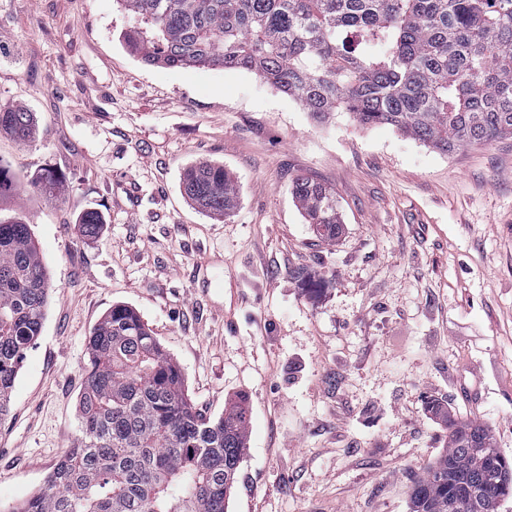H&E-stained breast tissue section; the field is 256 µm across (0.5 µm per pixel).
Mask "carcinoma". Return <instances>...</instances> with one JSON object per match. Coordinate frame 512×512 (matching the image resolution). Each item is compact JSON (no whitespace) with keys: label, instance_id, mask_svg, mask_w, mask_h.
Returning a JSON list of instances; mask_svg holds the SVG:
<instances>
[{"label":"carcinoma","instance_id":"1","mask_svg":"<svg viewBox=\"0 0 512 512\" xmlns=\"http://www.w3.org/2000/svg\"><path fill=\"white\" fill-rule=\"evenodd\" d=\"M135 19L121 34L149 65L221 66L255 74L321 122L346 112L362 126L389 125L453 154L512 137V0H116ZM34 114L0 105V133L33 141ZM38 192L58 194L46 169ZM201 210L228 217L237 182L203 162L182 178ZM292 195L316 237L341 233L336 193L308 175ZM98 213L78 223L97 234ZM50 284L30 227L0 217V419L18 369L40 336ZM79 435L31 497L0 512H228L249 429L246 401L205 417L188 399L181 369L138 312L114 305L87 342ZM442 455L411 486L409 512H461L479 498L497 512L512 496V459L488 427L452 418Z\"/></svg>","mask_w":512,"mask_h":512}]
</instances>
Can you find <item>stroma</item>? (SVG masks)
Returning <instances> with one entry per match:
<instances>
[{
  "label": "stroma",
  "instance_id": "stroma-1",
  "mask_svg": "<svg viewBox=\"0 0 512 512\" xmlns=\"http://www.w3.org/2000/svg\"><path fill=\"white\" fill-rule=\"evenodd\" d=\"M116 0H0V135L52 290L0 421V501L37 492L79 435L86 345L135 309L215 418L241 397L246 450L229 512H409L448 430L428 402L480 420L512 457V137L445 155L336 112L322 123L241 69L148 66ZM240 201H185L195 162ZM63 174L55 196L33 180ZM311 175L343 221L315 237L291 195ZM102 224L80 236L79 218ZM36 120L33 112L21 106L0 105V133L11 136L18 142L33 141ZM184 195L201 210L229 217L238 206L237 182L223 165L203 162L188 168L182 178Z\"/></svg>",
  "mask_w": 512,
  "mask_h": 512
}]
</instances>
